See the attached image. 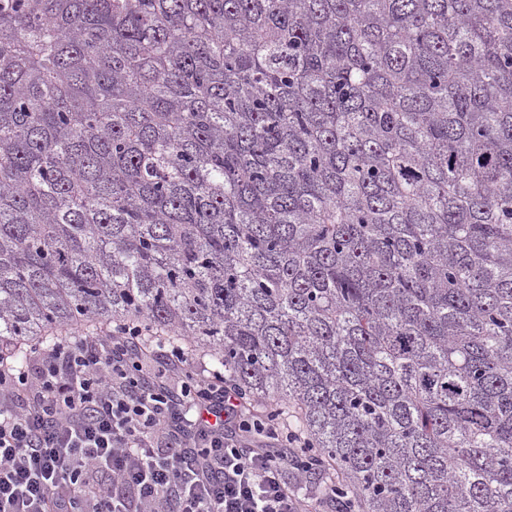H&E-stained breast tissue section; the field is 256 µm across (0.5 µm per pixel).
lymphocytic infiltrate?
<instances>
[{
  "label": "lymphocytic infiltrate",
  "instance_id": "obj_1",
  "mask_svg": "<svg viewBox=\"0 0 512 512\" xmlns=\"http://www.w3.org/2000/svg\"><path fill=\"white\" fill-rule=\"evenodd\" d=\"M140 326L35 348L0 369V512H323L331 486L292 489L302 437L238 412L223 372Z\"/></svg>",
  "mask_w": 512,
  "mask_h": 512
}]
</instances>
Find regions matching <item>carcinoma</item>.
<instances>
[{"label":"carcinoma","mask_w":512,"mask_h":512,"mask_svg":"<svg viewBox=\"0 0 512 512\" xmlns=\"http://www.w3.org/2000/svg\"><path fill=\"white\" fill-rule=\"evenodd\" d=\"M86 324L347 512H512V0H0V361Z\"/></svg>","instance_id":"carcinoma-1"}]
</instances>
